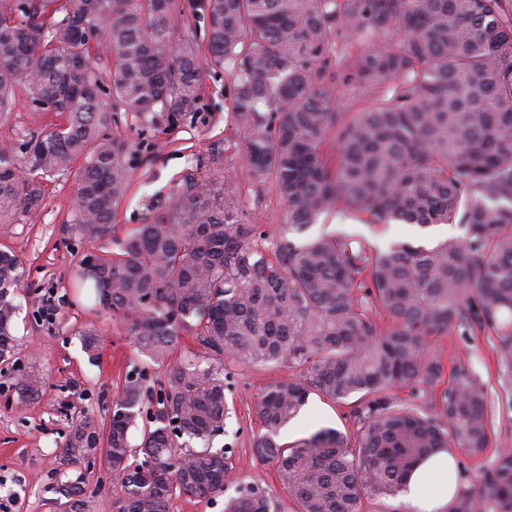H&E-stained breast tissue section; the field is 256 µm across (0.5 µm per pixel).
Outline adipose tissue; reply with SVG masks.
<instances>
[{"mask_svg":"<svg viewBox=\"0 0 512 512\" xmlns=\"http://www.w3.org/2000/svg\"><path fill=\"white\" fill-rule=\"evenodd\" d=\"M456 464L448 453L420 463L409 476L403 496L409 512H440L456 492Z\"/></svg>","mask_w":512,"mask_h":512,"instance_id":"adipose-tissue-1","label":"adipose tissue"}]
</instances>
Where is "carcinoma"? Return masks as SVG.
Returning a JSON list of instances; mask_svg holds the SVG:
<instances>
[{"label": "carcinoma", "mask_w": 512, "mask_h": 512, "mask_svg": "<svg viewBox=\"0 0 512 512\" xmlns=\"http://www.w3.org/2000/svg\"><path fill=\"white\" fill-rule=\"evenodd\" d=\"M181 2L0 0V120L20 90L61 117L19 145L0 142V224L37 211L42 181L74 170L62 232L103 241L132 179L131 146L110 132L116 116L174 130L197 109L205 68L227 75L243 133L237 162L211 149L163 211L72 273L136 353L165 367L148 409L142 368L112 401L103 454L116 512H168L178 493L212 499L230 484L224 512H280L235 476L232 449L211 450L229 415L226 358L290 371L253 403L264 433L252 450L297 512H362L404 492L433 453L484 451L485 384L463 363L443 378L434 342L489 330L512 380V0H200L204 49ZM102 45L106 79L93 65ZM359 82L370 101L360 110L344 93ZM243 182L275 190L281 235L251 222ZM339 204L367 224H458L465 236L384 249L305 237ZM90 257L112 283L105 300L84 273ZM22 284L19 257L0 252L1 363L14 353ZM184 332L215 364L171 362ZM42 386L34 374L18 381L27 394ZM312 395L353 399L354 434L322 427L279 443ZM58 494L62 512H85L77 483ZM449 512H512L511 445L457 488Z\"/></svg>", "instance_id": "cac0c4a2"}]
</instances>
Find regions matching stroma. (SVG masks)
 <instances>
[{"instance_id": "stroma-1", "label": "stroma", "mask_w": 512, "mask_h": 512, "mask_svg": "<svg viewBox=\"0 0 512 512\" xmlns=\"http://www.w3.org/2000/svg\"><path fill=\"white\" fill-rule=\"evenodd\" d=\"M224 72L206 71L203 95L196 111L187 113L179 127L168 132L140 127L119 118L113 134L132 147V186L117 203L112 222L116 237H124L146 223L165 205L171 188L195 173L198 160L211 149L230 148L241 138L232 120V99L224 91ZM55 113L45 111L27 96H19L10 117L0 122V141H21L29 133L55 123ZM74 174L48 179L41 207L18 224H0V251H13L22 261L25 284L16 299V351L0 363V503L9 512H55L59 482L80 481L86 492L85 512H114L112 482L102 450L79 455L65 463L66 445L75 423L89 420L97 433H105L112 416V399L125 372L144 364L120 322L108 311L94 307L88 296H75L71 273L90 245L64 240L61 228L74 208ZM345 229L359 233L367 242L384 247L396 241L420 240L429 244L446 237L463 238L460 225L448 224L420 230L410 224L358 223L345 214L321 217L315 232ZM54 296L56 310L46 315L41 300ZM97 334L101 356L89 361L82 348L84 332ZM494 338L483 332L455 329L440 336L435 349L445 368L466 364L489 385H497ZM229 390L226 402L232 410L227 432L214 448L233 450L239 478L270 491L281 512H295L296 503L275 468L258 460L251 443L260 424L251 412L253 402L266 387L286 379L287 369L266 366H227ZM38 374L43 380L39 395L21 396L20 375ZM349 405L310 397L307 406L280 435L294 443L322 427L352 431ZM512 443V403L501 402L493 416L491 445L483 452L458 456V478L470 481L487 465L500 443Z\"/></svg>"}]
</instances>
